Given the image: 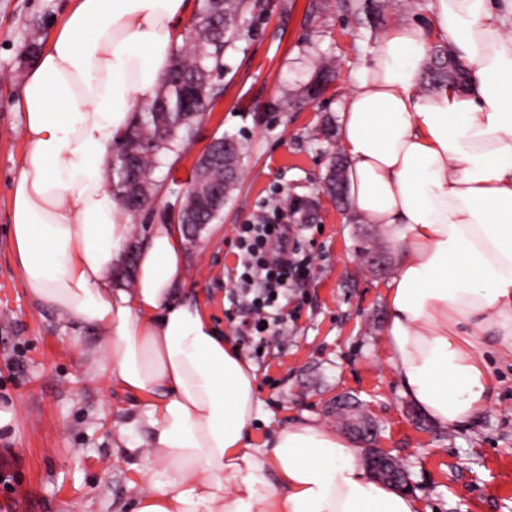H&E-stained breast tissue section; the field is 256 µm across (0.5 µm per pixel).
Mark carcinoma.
<instances>
[{"label":"carcinoma","mask_w":512,"mask_h":512,"mask_svg":"<svg viewBox=\"0 0 512 512\" xmlns=\"http://www.w3.org/2000/svg\"><path fill=\"white\" fill-rule=\"evenodd\" d=\"M250 0H199L194 24L193 51H175L169 70L161 79L154 97L141 105L133 124L114 143L109 181L112 195L126 208L128 198L138 192L147 201L156 199L160 187L154 169L161 158L180 156L195 137L206 112L219 93L213 73L224 67V50L237 37L240 22L249 9ZM336 77L332 62L319 63L314 76L296 96L288 101L299 107L308 99L324 93ZM426 89L448 85L465 88L468 72L446 45L431 49L425 66ZM238 142L233 136H222L197 160L190 185L181 199L177 221L187 242H194L202 229L220 218L224 206L216 205L212 191L224 190L230 198L237 190L241 151L232 154V163L214 161L209 155L223 145ZM326 193L340 205L348 204L346 196V161L337 155L330 166Z\"/></svg>","instance_id":"cac0c4a2"}]
</instances>
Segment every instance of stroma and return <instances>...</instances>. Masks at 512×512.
I'll return each mask as SVG.
<instances>
[{"instance_id": "obj_1", "label": "stroma", "mask_w": 512, "mask_h": 512, "mask_svg": "<svg viewBox=\"0 0 512 512\" xmlns=\"http://www.w3.org/2000/svg\"><path fill=\"white\" fill-rule=\"evenodd\" d=\"M254 3L224 54L221 97L182 156L156 168L161 196L133 216L131 243L141 242L147 225L173 220L196 160L216 138L234 135L244 146L239 188L222 220L186 245L179 283L181 297L198 302L226 336L241 319L229 301L237 225L273 205L288 209L297 197L318 202L312 223L288 226L312 263L289 298L284 334L261 352H241L257 368L263 402L252 444L305 415L341 431L333 405L351 396L377 426L375 448L404 466L427 512H512V358L487 341L496 385L480 417L447 429L427 418L389 368L388 277L364 252L384 251L393 268L399 255L384 228L359 223L321 190L340 147L323 141L319 128L338 120L382 33L397 25L432 30L436 0H385L376 31L363 24L355 0ZM67 7L68 0H0V404L14 412L13 426L0 431V470L9 475L0 483V512H126L146 487L118 442L143 400L96 374L100 330L64 321L26 294L10 245V188L25 150L18 104ZM325 57L336 62L335 82L302 108L289 107L288 89L306 83Z\"/></svg>"}]
</instances>
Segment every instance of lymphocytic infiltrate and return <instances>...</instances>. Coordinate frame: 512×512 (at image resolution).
I'll use <instances>...</instances> for the list:
<instances>
[{"mask_svg": "<svg viewBox=\"0 0 512 512\" xmlns=\"http://www.w3.org/2000/svg\"><path fill=\"white\" fill-rule=\"evenodd\" d=\"M281 218L275 209L237 228L236 277L250 315L239 338L256 348L282 335L279 301L287 297L307 266L299 240L288 237Z\"/></svg>", "mask_w": 512, "mask_h": 512, "instance_id": "f902f5d3", "label": "lymphocytic infiltrate"}]
</instances>
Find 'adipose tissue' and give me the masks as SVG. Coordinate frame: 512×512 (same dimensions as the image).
I'll use <instances>...</instances> for the list:
<instances>
[{"label": "adipose tissue", "instance_id": "obj_1", "mask_svg": "<svg viewBox=\"0 0 512 512\" xmlns=\"http://www.w3.org/2000/svg\"><path fill=\"white\" fill-rule=\"evenodd\" d=\"M189 0H70L21 97L26 150L10 240L28 294L102 329L113 384L145 396L151 487L130 512H422L366 476L355 440L311 417L249 444L255 368L184 300L178 225L153 224L132 288L112 286L131 236L107 186L113 142L170 67ZM435 26L468 90L420 92L424 29L378 42L342 105L352 217L389 233L401 260L384 286L389 366L443 428L484 413L495 388L481 347L512 354V34L492 0H437Z\"/></svg>", "mask_w": 512, "mask_h": 512}]
</instances>
